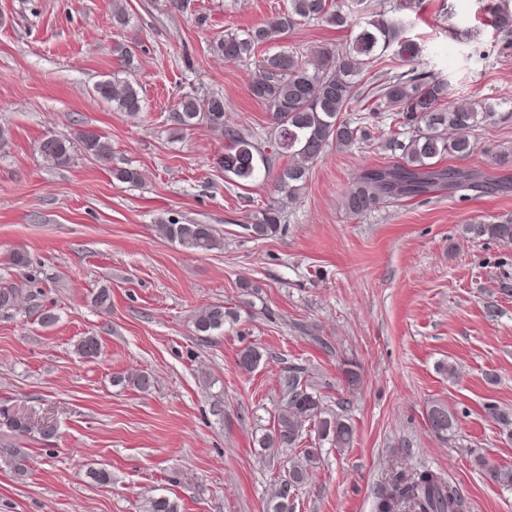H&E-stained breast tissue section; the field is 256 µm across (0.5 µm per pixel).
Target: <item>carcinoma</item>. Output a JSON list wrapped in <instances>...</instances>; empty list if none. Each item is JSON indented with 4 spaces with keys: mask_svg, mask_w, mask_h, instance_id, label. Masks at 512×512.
Here are the masks:
<instances>
[{
    "mask_svg": "<svg viewBox=\"0 0 512 512\" xmlns=\"http://www.w3.org/2000/svg\"><path fill=\"white\" fill-rule=\"evenodd\" d=\"M416 8V0H392L389 8L371 13V19L349 41L321 47L303 58L297 53L274 59L273 67L251 81L249 92L272 115L274 130L263 143L253 141L226 118L224 98L208 99V111L199 112L196 99L186 96L179 102L175 124L190 127L199 117L224 134V155L220 163L231 181L245 183L267 178L271 165L280 157L288 158L278 171L275 191L290 199L297 197L311 167L331 146L350 149L367 145L377 120L390 121L382 133V147L395 160L361 170L343 194L349 216L360 217L372 209L419 198L434 190L459 191L478 186L483 179L473 169L448 167V158L464 159L473 151L471 133L482 124L496 121L498 112L491 103L471 104L448 99V82L427 70L422 49L403 37L408 25L407 12ZM350 16L336 0H288L281 13L242 33L229 32L214 42L213 52L226 61H244L256 49L276 41L282 34L311 21L329 26L351 27ZM491 23L506 34L512 33V7L501 0L491 10ZM394 50L401 61L414 67L387 76L385 53ZM104 102L135 115L143 109V99L128 80L106 79L95 86ZM353 113L349 118L342 117ZM83 148L99 158L110 154L102 136L86 131L79 136ZM38 150L48 161L61 166L70 161L71 141L46 137ZM281 210L270 205L254 216L247 230L254 239H267L281 227ZM161 233L182 248L210 252L221 247V240L209 224H163ZM465 234L473 239L488 237L512 245V219L496 224H467ZM232 313L222 305H207L193 315L197 334L211 336L224 328ZM84 359L101 354V341L84 336L76 345ZM262 351L256 346L242 348L237 357L239 368L250 372L259 366ZM347 388L360 381L358 364L342 360ZM485 412L502 433L512 436V413L495 404ZM427 427L441 440L448 439L457 424L448 406L432 403L426 411ZM0 461L15 475L27 474L29 454L21 440L30 432L28 409L0 402ZM315 432L318 443L348 448L354 440V428L348 418L330 408L308 375V369L292 366L280 380L278 410L272 427L257 439L258 448L275 453L282 448H297L298 455L288 461V469L269 493L270 512H292V492L303 485L320 461V449L302 448L304 436ZM487 477L504 489H512V466H489ZM377 512H467L465 498L457 486L431 469H414L396 475L379 497ZM146 512H179L175 501L166 497L150 498Z\"/></svg>",
    "mask_w": 512,
    "mask_h": 512,
    "instance_id": "1",
    "label": "carcinoma"
}]
</instances>
